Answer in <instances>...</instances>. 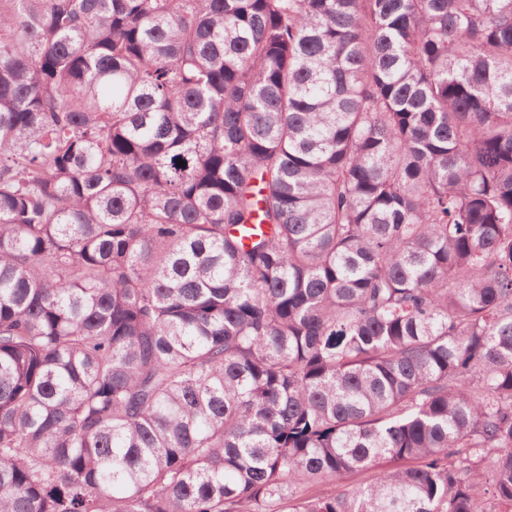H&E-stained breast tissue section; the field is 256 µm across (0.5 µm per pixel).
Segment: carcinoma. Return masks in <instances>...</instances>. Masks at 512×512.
I'll list each match as a JSON object with an SVG mask.
<instances>
[{
	"label": "carcinoma",
	"mask_w": 512,
	"mask_h": 512,
	"mask_svg": "<svg viewBox=\"0 0 512 512\" xmlns=\"http://www.w3.org/2000/svg\"><path fill=\"white\" fill-rule=\"evenodd\" d=\"M0 512H512V0H0Z\"/></svg>",
	"instance_id": "carcinoma-1"
}]
</instances>
